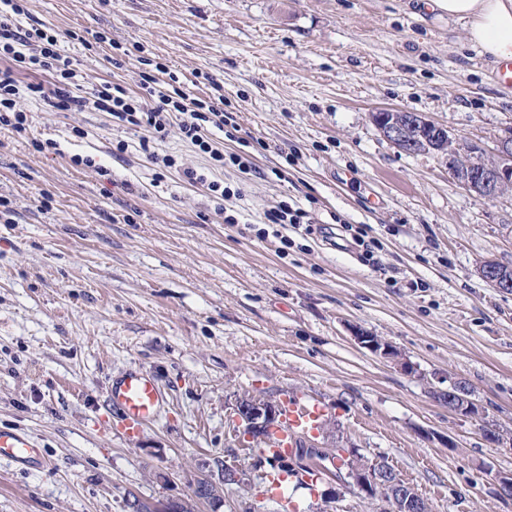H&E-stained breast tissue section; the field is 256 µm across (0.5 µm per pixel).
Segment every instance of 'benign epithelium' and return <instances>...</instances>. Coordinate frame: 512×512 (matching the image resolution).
Masks as SVG:
<instances>
[{
    "mask_svg": "<svg viewBox=\"0 0 512 512\" xmlns=\"http://www.w3.org/2000/svg\"><path fill=\"white\" fill-rule=\"evenodd\" d=\"M372 121L380 133L400 149L411 152L420 141H428L425 133L433 131V139H441L448 154V172L468 191L487 198L496 199L512 188V138L501 139L492 157L484 155L477 145L471 151L460 153L448 147L446 131L425 118L401 109H386L372 115ZM480 278L490 286L502 291L512 290V268L492 260L484 261L478 268ZM355 340L363 347L385 359L400 363L410 372L415 367L401 358L397 350L388 342L369 332L359 329ZM439 398L448 404V411L464 418L476 419L479 409L468 398L464 388L448 385L439 392ZM243 433L258 441L265 438L279 419V404L261 395L238 398L233 406ZM315 460L322 471L330 472L336 466V458L323 447L308 450L294 449L282 456L280 466L286 470L312 471L309 462ZM203 477L198 479L199 500L218 508L226 484L245 485L250 483V474L237 466L224 463L218 457L204 458L197 463ZM336 483L346 489L355 490L369 497H378L385 503L383 512H430V503L415 489L404 482L386 463L380 461L369 465L363 463L362 456L352 450L343 468L334 473ZM126 512H180L183 503L179 499L167 498L158 501H145L136 493H128L125 500Z\"/></svg>",
    "mask_w": 512,
    "mask_h": 512,
    "instance_id": "obj_1",
    "label": "benign epithelium"
}]
</instances>
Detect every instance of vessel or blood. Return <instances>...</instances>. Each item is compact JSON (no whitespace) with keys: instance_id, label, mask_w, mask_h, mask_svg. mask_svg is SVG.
<instances>
[{"instance_id":"vessel-or-blood-1","label":"vessel or blood","mask_w":512,"mask_h":512,"mask_svg":"<svg viewBox=\"0 0 512 512\" xmlns=\"http://www.w3.org/2000/svg\"><path fill=\"white\" fill-rule=\"evenodd\" d=\"M108 399L120 414L125 435L133 437L156 420L164 394L151 377L130 368L110 385ZM281 410L278 425L261 449L262 454L271 458L286 454L299 439L313 434L326 414L319 401L300 395L284 396ZM0 460L36 468L47 463L42 450L27 434L7 428H0Z\"/></svg>"}]
</instances>
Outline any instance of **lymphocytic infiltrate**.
I'll list each match as a JSON object with an SVG mask.
<instances>
[{
    "mask_svg": "<svg viewBox=\"0 0 512 512\" xmlns=\"http://www.w3.org/2000/svg\"><path fill=\"white\" fill-rule=\"evenodd\" d=\"M25 10L18 0H0V125L25 133L26 113L19 101L22 95L39 97L51 112H82L95 108L107 113L124 126L142 130L139 150L157 167L174 166L171 156L159 155L154 147L163 141L171 128H178L181 138L207 154L214 166L231 162L240 171H248L249 161L238 156H225L220 133L231 126V116L225 114L220 101L192 99L182 90L176 74L167 73L165 66L140 73L139 92L133 93L122 83L106 81L84 91L79 74L69 58L59 49V35L50 27L24 26ZM29 70L49 75L50 84L30 83L19 86L16 74ZM167 82H160V74Z\"/></svg>",
    "mask_w": 512,
    "mask_h": 512,
    "instance_id": "1",
    "label": "lymphocytic infiltrate"
}]
</instances>
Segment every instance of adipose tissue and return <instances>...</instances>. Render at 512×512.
<instances>
[{"mask_svg":"<svg viewBox=\"0 0 512 512\" xmlns=\"http://www.w3.org/2000/svg\"><path fill=\"white\" fill-rule=\"evenodd\" d=\"M449 18L465 21V38L483 56L512 59V0H430Z\"/></svg>","mask_w":512,"mask_h":512,"instance_id":"obj_1","label":"adipose tissue"}]
</instances>
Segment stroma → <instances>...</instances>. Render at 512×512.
<instances>
[{
  "label": "stroma",
  "mask_w": 512,
  "mask_h": 512,
  "mask_svg": "<svg viewBox=\"0 0 512 512\" xmlns=\"http://www.w3.org/2000/svg\"><path fill=\"white\" fill-rule=\"evenodd\" d=\"M26 23L55 29L85 88L137 89L140 57L188 94L223 86L240 131L225 153L255 169L213 168L178 129L156 145L176 165L112 154L134 130L103 112H47L25 99V135L0 127V427L27 433L50 467L0 461V512H125L127 492L192 496L198 459L251 475L215 512H280L256 444L241 440L235 398L322 400L321 446L386 461L433 512H512L495 476L512 444L487 439L434 388L462 381L512 434V293L480 262L512 266V194L487 201L459 185L446 155L408 154L373 112L420 114L493 154L512 134V91L429 0H25ZM105 42H93L95 34ZM124 53L115 70L107 57ZM84 130L75 137L73 127ZM56 141L57 152L36 143ZM91 157L93 166L82 165ZM193 169L234 190L225 223ZM306 209L335 239L280 227L264 213ZM372 241L365 261L352 229ZM362 327L415 372L359 346ZM135 367L166 395L159 418L127 437L106 401ZM317 473L288 482L297 512H382L333 492Z\"/></svg>",
  "instance_id": "obj_1"
}]
</instances>
